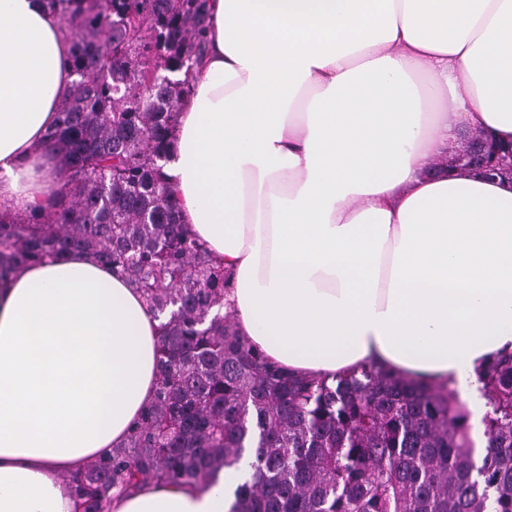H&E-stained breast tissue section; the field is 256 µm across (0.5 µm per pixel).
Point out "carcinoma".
Returning <instances> with one entry per match:
<instances>
[{
    "label": "carcinoma",
    "mask_w": 512,
    "mask_h": 512,
    "mask_svg": "<svg viewBox=\"0 0 512 512\" xmlns=\"http://www.w3.org/2000/svg\"><path fill=\"white\" fill-rule=\"evenodd\" d=\"M71 36L76 89L46 133L47 206L0 216V276L93 254L161 324L154 401L73 483L109 512L145 481L207 486L254 454L231 512H512V354L481 371L488 446L472 477L464 404L372 364L329 384L265 360L224 308L230 274L191 237L165 167L205 52L209 0H42Z\"/></svg>",
    "instance_id": "carcinoma-1"
}]
</instances>
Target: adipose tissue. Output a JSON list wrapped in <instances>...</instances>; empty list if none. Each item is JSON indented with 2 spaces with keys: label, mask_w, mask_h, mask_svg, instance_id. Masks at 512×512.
I'll use <instances>...</instances> for the list:
<instances>
[{
  "label": "adipose tissue",
  "mask_w": 512,
  "mask_h": 512,
  "mask_svg": "<svg viewBox=\"0 0 512 512\" xmlns=\"http://www.w3.org/2000/svg\"><path fill=\"white\" fill-rule=\"evenodd\" d=\"M41 0H0V208L57 182L44 134L75 80ZM512 142V0H210L168 166L181 220L223 261L237 331L288 372L373 363L487 407L512 353V187L433 174L463 131ZM160 321L92 255L0 279V512H75L70 476L152 402ZM215 484L145 483L110 512H230Z\"/></svg>",
  "instance_id": "1"
}]
</instances>
